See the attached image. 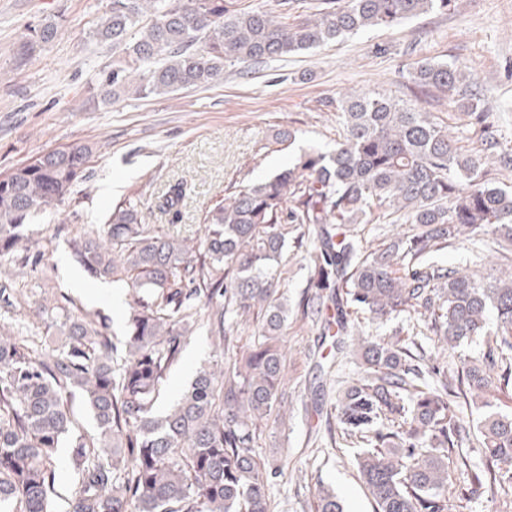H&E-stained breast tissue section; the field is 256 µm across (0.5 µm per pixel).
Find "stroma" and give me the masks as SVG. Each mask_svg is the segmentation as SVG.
I'll use <instances>...</instances> for the list:
<instances>
[{
	"mask_svg": "<svg viewBox=\"0 0 512 512\" xmlns=\"http://www.w3.org/2000/svg\"><path fill=\"white\" fill-rule=\"evenodd\" d=\"M107 0H0V170L19 166L43 152L77 145L93 148L82 181L58 209L39 213L26 234L42 255L36 269L0 261V280L16 281L13 307L0 308V334L40 336L44 306H74L99 316L113 341L126 332L130 295L118 306L92 304L83 296L100 280L74 262L77 228L97 232L117 203L143 208L146 221L172 237L199 240L209 207L231 186L262 180L291 165L301 150L332 149L336 112L323 101L352 91L380 92L464 136L465 120L446 96L423 93L410 73L418 63L458 61L466 65L512 141V0H458L456 11H432L393 29H371L345 42L289 55L279 61L241 63L224 69L208 87L116 102H102L94 84L118 56L91 37ZM60 19L56 38L33 56H23L19 35L28 25ZM292 129L295 142L276 141ZM184 183L179 221L158 204L169 188ZM352 341L373 334L405 341L403 319L369 322L347 310ZM256 316L232 326L233 348L218 346L206 330L188 336L167 377L165 404H173L202 367L223 370L258 331ZM332 337L289 319L281 352L288 416L261 422L255 454L266 470H278L268 496L270 512H311L325 488L344 512H373L375 504L359 477L355 451L333 435L336 389L356 379L360 360L348 351L318 373Z\"/></svg>",
	"mask_w": 512,
	"mask_h": 512,
	"instance_id": "1",
	"label": "stroma"
}]
</instances>
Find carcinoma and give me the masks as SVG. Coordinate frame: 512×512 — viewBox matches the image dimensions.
I'll return each instance as SVG.
<instances>
[{
  "label": "carcinoma",
  "instance_id": "obj_1",
  "mask_svg": "<svg viewBox=\"0 0 512 512\" xmlns=\"http://www.w3.org/2000/svg\"><path fill=\"white\" fill-rule=\"evenodd\" d=\"M311 17L253 9L241 0H109L92 31L121 49L98 81L100 96L138 99L213 84L224 67L262 62L327 45L373 28H394L457 0H323ZM58 24L26 27L22 53L50 43ZM414 83L448 94L467 118L468 149L430 113L387 94L356 91L323 102L340 132L327 152L303 151L268 178L235 187L204 218L189 247L152 224L140 207L118 203L102 232L71 242L73 260L96 279L130 289L124 355L101 319L46 308L47 328L66 342L40 357V336L0 335V510L52 512L58 449H70L75 483L70 512H270L268 474L254 454L257 421L288 404L279 339L288 324L280 293L288 241L307 250V279L295 312L338 336L348 335L344 303L369 320L420 316L434 345L458 354L453 375L428 365L427 348L410 339L359 343L360 376L337 398L341 435L358 448L360 478L375 512H449L456 499L512 490V414L488 395L512 388V272L483 275L481 253L465 268L435 254L462 241L512 239V186L492 170L512 171V146L473 75L456 62H423ZM92 148L55 149L0 171V258L36 267L19 249L38 213L59 207L84 177ZM185 194L177 183L159 208ZM406 231L364 250L360 225L379 219ZM257 311V339L216 373L198 371L179 400L156 414L185 336L198 328L230 341L233 320ZM483 342V349L473 345ZM80 392L98 433L77 431L68 400ZM481 399V467L460 448L471 425L455 399ZM467 472L448 481V459ZM313 512H343L322 489Z\"/></svg>",
  "mask_w": 512,
  "mask_h": 512
}]
</instances>
